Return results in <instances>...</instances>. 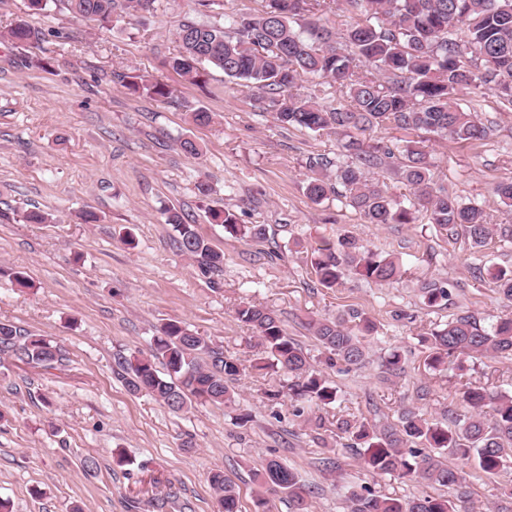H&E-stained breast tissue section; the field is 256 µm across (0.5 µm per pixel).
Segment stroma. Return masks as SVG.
<instances>
[{
    "mask_svg": "<svg viewBox=\"0 0 512 512\" xmlns=\"http://www.w3.org/2000/svg\"><path fill=\"white\" fill-rule=\"evenodd\" d=\"M197 9V0H156L153 11L98 29L56 0L29 15L42 41L21 50L0 42V321L54 340L62 353L50 367L0 357V500L11 512H218L208 477L220 471L243 512H254L263 490L253 472L272 458L295 469L310 512H347L346 492L360 485L396 498L436 495L426 484L368 472L337 437L336 422H390L406 406L441 420L461 413L463 386L512 390L511 358H452L434 370L417 339L421 329L463 311L486 326L512 316V301L490 283L491 272L512 269V252L495 239L474 252L464 237L423 218L377 226L336 199L312 201L306 161L335 159L344 135L281 124L257 91L219 69L207 68L197 85L169 69L175 32ZM131 72L168 84L171 97L131 94L119 79ZM457 102L490 135L475 143L427 136L434 180L480 205L490 224L512 225V207L496 193L512 180V109L483 87L458 93ZM198 110L213 113V122L195 123ZM186 138L199 145V158L181 150ZM200 181L212 188L204 201L195 189ZM209 207L267 225V241L210 223ZM34 208L54 223L23 222ZM169 208L223 252L221 276H203L177 251L165 222ZM86 210L99 223H82ZM127 228L135 247L121 239ZM346 232L402 256V280L379 286L349 273L335 288L317 286L308 252ZM274 242L285 248L282 259L267 255ZM13 271L24 272L30 287L12 283ZM425 281L446 283L447 304H423ZM248 303L273 310L318 363L324 356L309 320L355 309L376 322L364 367L324 371L339 389L338 403L299 416L291 397L268 400L283 377L253 367L260 339L236 318ZM170 320L241 361L235 403H196L175 413L130 394L116 378L117 358L148 352ZM395 349L405 371L390 377L385 363ZM242 413L250 420L240 425ZM318 418L323 428L314 427ZM327 456L335 469H321ZM88 457L95 468L85 467ZM511 482L512 466L494 475L471 470L475 512H486Z\"/></svg>",
    "mask_w": 512,
    "mask_h": 512,
    "instance_id": "35a3bbf8",
    "label": "stroma"
}]
</instances>
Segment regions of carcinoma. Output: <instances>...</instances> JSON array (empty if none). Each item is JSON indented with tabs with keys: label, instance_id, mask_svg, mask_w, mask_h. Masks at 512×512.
<instances>
[{
	"label": "carcinoma",
	"instance_id": "obj_1",
	"mask_svg": "<svg viewBox=\"0 0 512 512\" xmlns=\"http://www.w3.org/2000/svg\"><path fill=\"white\" fill-rule=\"evenodd\" d=\"M155 0H64L74 17L102 27L113 16H135L153 10ZM207 19L187 21L176 31L177 52L168 67L189 83H196L207 67L267 93L266 109L284 125L314 133L361 134L378 127L425 131L461 142H478L487 128L454 102L457 92L487 86L512 106V0H345L359 21L338 37L317 19L305 15L326 6V0H265L256 14H228L222 0H197ZM43 34L20 17L0 31V39L21 47L41 40ZM301 75L336 84L344 100L325 106L311 97L292 93ZM133 94L167 99L173 90L141 75H123ZM345 161L333 163L310 157L306 193L316 203L340 196L368 224H414L420 214L428 223L452 236H464L475 251L484 248L495 229L484 210L434 183L431 162L423 141L402 144L366 143L353 136L343 144ZM389 159L398 161L397 173L413 189L401 201L385 186L369 178L370 169ZM212 224L246 238L267 239L266 225H244L226 209H208ZM166 223L176 233L179 253L197 264L204 275L223 272L224 253L203 237L197 225L183 220L174 209ZM310 266L316 282L334 288L350 271L367 282L389 285L404 275L399 260L374 251L359 238L342 235L337 244L313 250ZM496 293L512 300V271L492 275ZM424 303L434 307L448 300V289L437 282L422 287ZM237 319L255 329L263 346L258 370L277 369L291 378L277 398L286 393L311 406L336 403L338 390L316 370L308 354L288 336L271 309L244 305ZM356 324H349V320ZM376 328L363 314L349 318L313 319L309 330L331 366L361 368L368 359L366 335ZM428 351L427 364L438 369L450 357L474 359L512 355V318H500L488 328L473 315L462 313L419 336ZM0 354L12 355L34 366H48L61 355L44 336L21 332L0 322ZM160 361L166 369L155 367ZM117 377L132 394L145 392L178 413L195 401L226 405L234 402L232 385L241 374L236 359L224 355L209 338L181 322L163 323L153 337L149 354L119 357ZM463 411L455 429L424 417L415 408H403L393 422L365 419L336 421L347 448L363 449L362 460L375 474H396L431 487L457 492L408 499L381 495L368 486L348 490V512H474L466 491L468 473L448 465L447 454L474 460L477 468L495 474L512 464V393L486 388H463ZM266 496L255 501V512H271L270 497L288 494L296 512H306L304 492L296 473L277 459L267 460L254 473ZM209 481L222 512H241L239 499L224 473Z\"/></svg>",
	"mask_w": 512,
	"mask_h": 512
}]
</instances>
